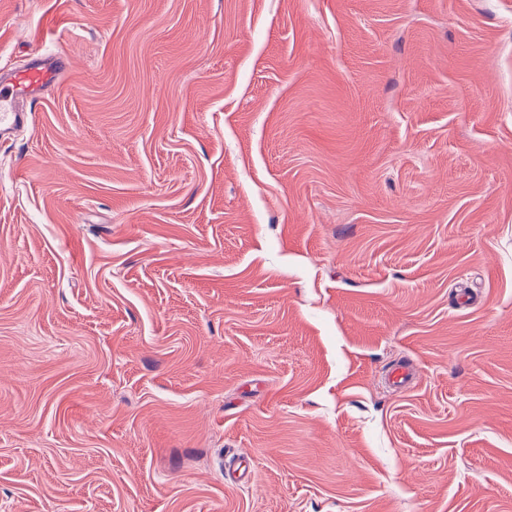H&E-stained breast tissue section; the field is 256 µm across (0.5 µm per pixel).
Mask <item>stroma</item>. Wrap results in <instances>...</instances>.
<instances>
[{"mask_svg": "<svg viewBox=\"0 0 512 512\" xmlns=\"http://www.w3.org/2000/svg\"><path fill=\"white\" fill-rule=\"evenodd\" d=\"M41 54L0 512H512V0H0Z\"/></svg>", "mask_w": 512, "mask_h": 512, "instance_id": "1", "label": "stroma"}]
</instances>
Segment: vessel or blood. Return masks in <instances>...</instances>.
<instances>
[{"label": "vessel or blood", "instance_id": "vessel-or-blood-1", "mask_svg": "<svg viewBox=\"0 0 512 512\" xmlns=\"http://www.w3.org/2000/svg\"><path fill=\"white\" fill-rule=\"evenodd\" d=\"M66 67L62 57L37 59L25 68L0 77V128L25 123V106L55 86Z\"/></svg>", "mask_w": 512, "mask_h": 512}]
</instances>
